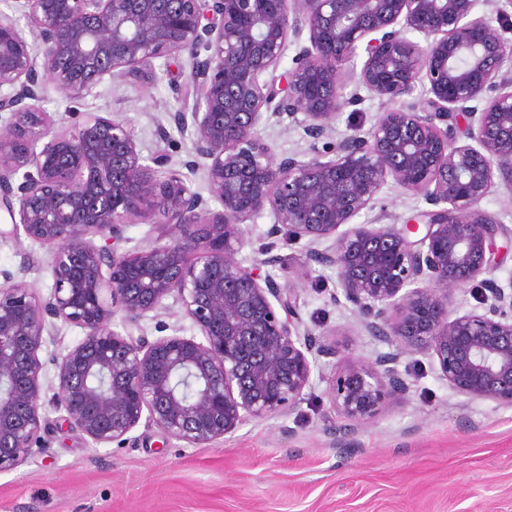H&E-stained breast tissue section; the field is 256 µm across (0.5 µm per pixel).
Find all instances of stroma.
<instances>
[{"label":"stroma","instance_id":"1","mask_svg":"<svg viewBox=\"0 0 512 512\" xmlns=\"http://www.w3.org/2000/svg\"><path fill=\"white\" fill-rule=\"evenodd\" d=\"M189 74L187 55L159 59L152 70L93 86L81 109L127 122L142 155L168 152L178 169L193 148L169 115L193 107ZM388 108L371 96L345 105L328 142L367 131ZM303 125L270 121L257 136L273 159H307L314 142ZM425 208L421 196L390 183L359 221L400 226ZM273 222L268 212L247 222L243 264L264 249L276 257L268 274L296 288L303 323L342 354L372 360L389 352L351 306L332 302L335 267L302 268L301 245L269 236ZM50 255L26 237H0V286L22 279L49 297ZM398 369L411 375L409 394L358 429H346L317 379L294 410L247 421L205 448L144 423L129 442L98 448L46 406L42 442L0 474V512H512V407L456 395L426 354L402 358Z\"/></svg>","mask_w":512,"mask_h":512}]
</instances>
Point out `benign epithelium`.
<instances>
[{
  "mask_svg": "<svg viewBox=\"0 0 512 512\" xmlns=\"http://www.w3.org/2000/svg\"><path fill=\"white\" fill-rule=\"evenodd\" d=\"M20 2L29 32L0 17V87L13 89L0 96L10 113L0 202L11 219L0 237L51 247L54 288L47 299L24 280L0 288V474L46 432L42 354L57 320L84 336L50 354L51 402L97 447L126 443L143 421L203 448L296 408L319 358L336 351L301 321L295 289L261 274L272 260H238L244 224L265 211L269 235L303 244L306 265L336 267L332 301L394 347L373 361L341 358L325 377L341 419L357 427L404 398L397 365L415 353L454 393L512 407V280L505 290L490 278L506 246L481 207L497 187L512 190V41L479 0ZM304 33L279 88L290 38ZM184 53L198 100L171 118L193 143L187 172L166 152L143 156L124 121L77 108L104 78ZM359 56L358 87L398 107L308 160L271 159L259 124L302 114L307 136L325 137L358 99L342 98L338 67ZM42 80L69 103L64 130L40 106ZM419 86L421 104L404 105ZM201 167L216 208L189 185ZM390 182L431 209L402 228L356 223ZM136 221L162 225L168 242L121 248ZM478 279L490 293L484 312L454 309V292ZM169 297L197 334L151 340L141 322Z\"/></svg>",
  "mask_w": 512,
  "mask_h": 512,
  "instance_id": "1",
  "label": "benign epithelium"
}]
</instances>
